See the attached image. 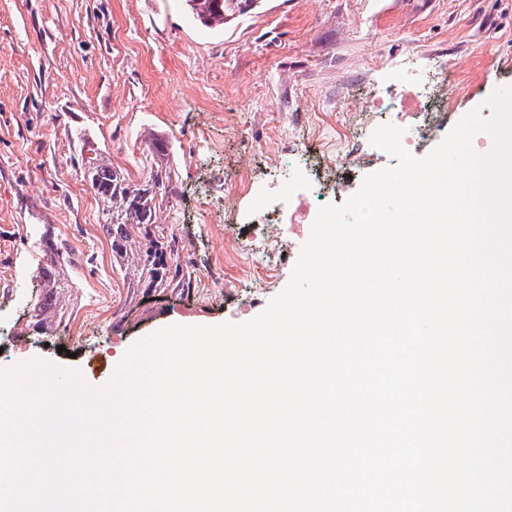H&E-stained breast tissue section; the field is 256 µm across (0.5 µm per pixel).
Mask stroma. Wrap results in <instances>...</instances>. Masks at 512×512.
Returning <instances> with one entry per match:
<instances>
[{
    "mask_svg": "<svg viewBox=\"0 0 512 512\" xmlns=\"http://www.w3.org/2000/svg\"><path fill=\"white\" fill-rule=\"evenodd\" d=\"M458 63L471 89L435 113L432 150L496 89L512 84V0H261L221 29L184 0H0V326L13 351L1 367L40 357L105 384L135 341L172 324L249 321L288 284L310 225L288 227L279 274L254 288L224 252L260 244L256 225L223 223L224 182L243 162L267 182L277 123L317 103L328 124L348 95L385 91L390 64ZM169 145L175 192L159 213L183 275L160 288L130 281L98 221L82 165L97 151L138 181L154 139ZM208 210H201L202 200ZM63 239L70 315L52 337L28 328L37 270ZM86 323L60 353V337Z\"/></svg>",
    "mask_w": 512,
    "mask_h": 512,
    "instance_id": "stroma-1",
    "label": "stroma"
}]
</instances>
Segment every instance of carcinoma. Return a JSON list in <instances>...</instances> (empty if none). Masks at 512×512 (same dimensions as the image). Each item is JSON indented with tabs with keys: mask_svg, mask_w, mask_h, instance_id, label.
I'll list each match as a JSON object with an SVG mask.
<instances>
[{
	"mask_svg": "<svg viewBox=\"0 0 512 512\" xmlns=\"http://www.w3.org/2000/svg\"><path fill=\"white\" fill-rule=\"evenodd\" d=\"M192 15L208 28H217L256 8L258 0H185ZM150 170L138 183L128 172L112 165L100 153L84 160L87 179L102 203L100 226L118 255L134 245L139 257L133 271L136 286L159 287L178 277L173 265L175 250L171 242L156 233L159 202L174 191L171 168L165 165L168 144L153 140L149 148ZM137 229L131 235V228ZM43 290L30 302V326L41 336L52 335L55 320L68 315L66 293L70 285L58 264L38 269Z\"/></svg>",
	"mask_w": 512,
	"mask_h": 512,
	"instance_id": "cac0c4a2",
	"label": "carcinoma"
}]
</instances>
